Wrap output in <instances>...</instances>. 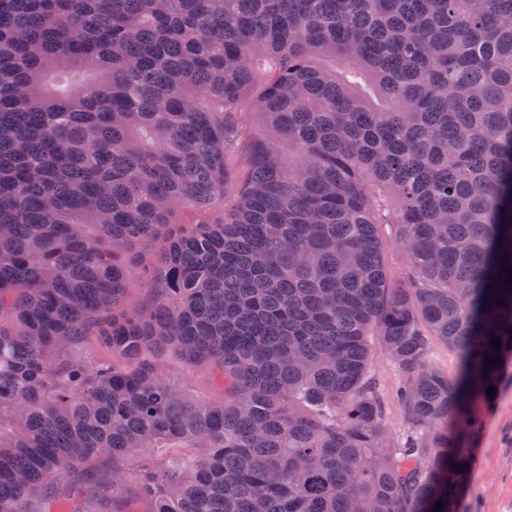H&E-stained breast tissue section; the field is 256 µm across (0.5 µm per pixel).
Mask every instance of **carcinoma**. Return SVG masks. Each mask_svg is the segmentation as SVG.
Segmentation results:
<instances>
[{
  "mask_svg": "<svg viewBox=\"0 0 512 512\" xmlns=\"http://www.w3.org/2000/svg\"><path fill=\"white\" fill-rule=\"evenodd\" d=\"M505 266L512 0H0V512H455ZM159 370L165 378L179 382L191 390H208V382L205 374L198 370L188 368L172 353L168 354L160 362ZM372 372L378 380L379 392L384 399L388 426L398 436L405 429L401 403L398 399L401 375L393 363L381 354L373 359ZM117 508L128 512H150L152 504L141 498L137 484L132 481L128 484L126 493Z\"/></svg>",
  "mask_w": 512,
  "mask_h": 512,
  "instance_id": "cac0c4a2",
  "label": "carcinoma"
}]
</instances>
